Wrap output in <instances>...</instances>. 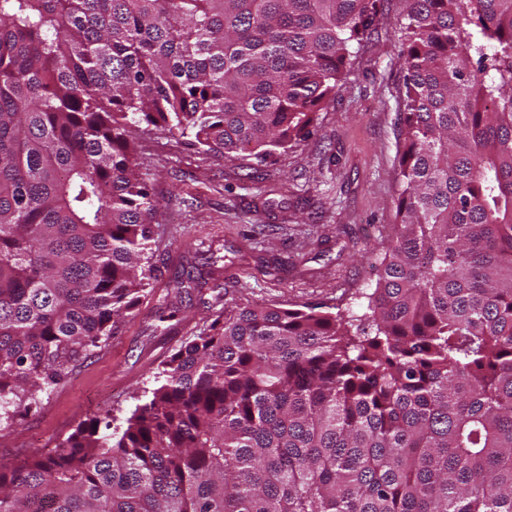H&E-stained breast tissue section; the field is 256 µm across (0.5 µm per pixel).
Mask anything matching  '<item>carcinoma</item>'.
I'll return each instance as SVG.
<instances>
[{
    "mask_svg": "<svg viewBox=\"0 0 512 512\" xmlns=\"http://www.w3.org/2000/svg\"><path fill=\"white\" fill-rule=\"evenodd\" d=\"M381 0H0V420L131 314L135 127L297 143ZM397 223L358 316L231 298L0 512H512V0H403Z\"/></svg>",
    "mask_w": 512,
    "mask_h": 512,
    "instance_id": "obj_1",
    "label": "carcinoma"
}]
</instances>
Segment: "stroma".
<instances>
[{
	"label": "stroma",
	"mask_w": 512,
	"mask_h": 512,
	"mask_svg": "<svg viewBox=\"0 0 512 512\" xmlns=\"http://www.w3.org/2000/svg\"><path fill=\"white\" fill-rule=\"evenodd\" d=\"M402 8L385 0L377 36L363 43L310 134L288 150L228 161L179 131L137 128L140 170L159 203L148 285L101 347L0 429V459L51 454L79 422L107 411L123 424L225 298L344 314L366 306L372 266L397 221ZM187 270L198 287L180 304L172 285Z\"/></svg>",
	"instance_id": "obj_1"
}]
</instances>
